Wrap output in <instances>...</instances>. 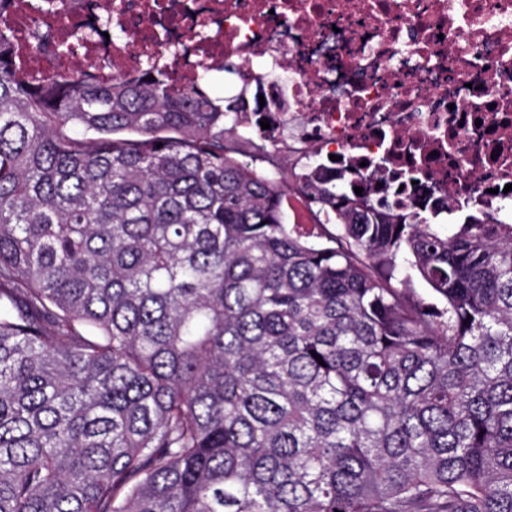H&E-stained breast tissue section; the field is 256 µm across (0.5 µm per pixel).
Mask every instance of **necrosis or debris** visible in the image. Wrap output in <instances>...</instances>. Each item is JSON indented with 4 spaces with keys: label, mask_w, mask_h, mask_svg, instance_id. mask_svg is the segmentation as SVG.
<instances>
[{
    "label": "necrosis or debris",
    "mask_w": 512,
    "mask_h": 512,
    "mask_svg": "<svg viewBox=\"0 0 512 512\" xmlns=\"http://www.w3.org/2000/svg\"><path fill=\"white\" fill-rule=\"evenodd\" d=\"M24 61L91 78L239 67L282 153L371 182L395 210L512 201V0H14ZM423 169L406 182L410 165Z\"/></svg>",
    "instance_id": "obj_1"
}]
</instances>
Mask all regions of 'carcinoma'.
<instances>
[{
	"label": "carcinoma",
	"instance_id": "1",
	"mask_svg": "<svg viewBox=\"0 0 512 512\" xmlns=\"http://www.w3.org/2000/svg\"><path fill=\"white\" fill-rule=\"evenodd\" d=\"M249 112L0 27V512H512V222L245 161Z\"/></svg>",
	"mask_w": 512,
	"mask_h": 512
}]
</instances>
